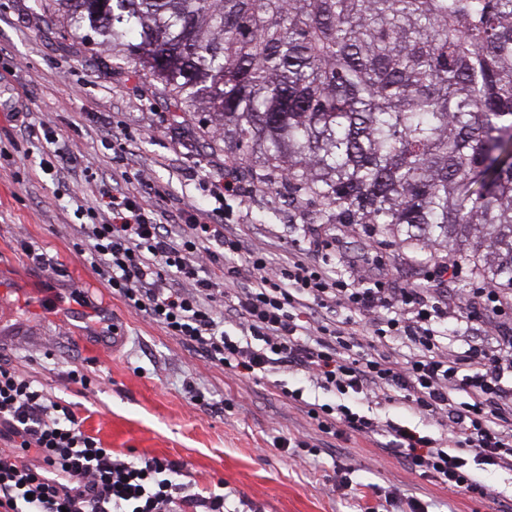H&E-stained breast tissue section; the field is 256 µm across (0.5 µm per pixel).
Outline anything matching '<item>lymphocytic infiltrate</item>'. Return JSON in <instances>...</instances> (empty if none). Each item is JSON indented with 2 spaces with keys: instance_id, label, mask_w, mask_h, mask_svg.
Returning <instances> with one entry per match:
<instances>
[{
  "instance_id": "f902f5d3",
  "label": "lymphocytic infiltrate",
  "mask_w": 512,
  "mask_h": 512,
  "mask_svg": "<svg viewBox=\"0 0 512 512\" xmlns=\"http://www.w3.org/2000/svg\"><path fill=\"white\" fill-rule=\"evenodd\" d=\"M99 194L112 221L84 227L95 273L168 335L238 377L307 375L337 398L308 406L321 432L381 436L386 452L449 492L487 496L474 470H512V333L450 356L438 330L448 307L427 289L381 280L365 286L295 254L273 258L249 247L243 229L191 205L176 208L165 224L131 190ZM219 297L220 317L212 309ZM511 303L484 282L457 313L467 323ZM336 306L346 309L344 319L316 318V309ZM386 306L394 317L375 319V309ZM395 339L414 352L388 355L384 347ZM352 399L404 401L439 418L442 431L433 437L353 412ZM177 473L165 458L114 455L69 406L0 363V512H224L223 496H201Z\"/></svg>"
}]
</instances>
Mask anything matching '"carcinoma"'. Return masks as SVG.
I'll list each match as a JSON object with an SVG mask.
<instances>
[{
	"mask_svg": "<svg viewBox=\"0 0 512 512\" xmlns=\"http://www.w3.org/2000/svg\"><path fill=\"white\" fill-rule=\"evenodd\" d=\"M207 112L237 178L512 288V0H51Z\"/></svg>",
	"mask_w": 512,
	"mask_h": 512,
	"instance_id": "1",
	"label": "carcinoma"
}]
</instances>
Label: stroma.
Instances as JSON below:
<instances>
[{"label": "stroma", "instance_id": "1", "mask_svg": "<svg viewBox=\"0 0 512 512\" xmlns=\"http://www.w3.org/2000/svg\"><path fill=\"white\" fill-rule=\"evenodd\" d=\"M111 50L63 32L50 8L34 0H0V361L12 363L62 404L103 447L130 459L164 457L201 494L224 497V512H401L393 491L421 498L428 512H501L512 499V470L482 473L484 498L451 494L381 452L370 438L322 433L306 411L278 396L271 378L234 377L143 313L112 296L89 261L77 256L84 235L79 211L108 219L92 175L127 172L159 217L185 202L215 206L210 182L224 176V142L197 112L172 100L134 64L112 68ZM27 106L35 135L11 112ZM66 155L60 179L41 168ZM224 213L248 225L249 241L273 256L306 254L333 273L362 279L373 272L391 287H430L427 250L375 232L368 224H330L317 203L294 207L286 188L239 181ZM48 258L33 262L24 245ZM512 316L465 326L449 321L447 350L460 356L490 342ZM80 369L91 380L68 378ZM205 397L189 401V390ZM360 412L434 436L438 421L401 402ZM304 441L289 454L276 438ZM348 474L352 488L336 484Z\"/></svg>", "mask_w": 512, "mask_h": 512}]
</instances>
